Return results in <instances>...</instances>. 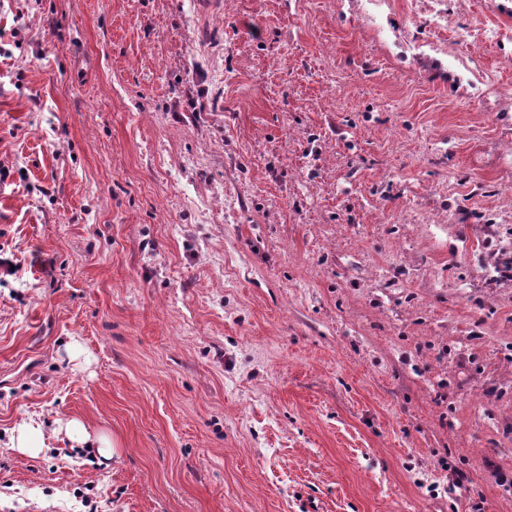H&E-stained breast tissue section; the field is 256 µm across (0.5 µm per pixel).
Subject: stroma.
Returning a JSON list of instances; mask_svg holds the SVG:
<instances>
[{
  "mask_svg": "<svg viewBox=\"0 0 512 512\" xmlns=\"http://www.w3.org/2000/svg\"><path fill=\"white\" fill-rule=\"evenodd\" d=\"M511 266L512 0H0V512H512ZM16 435L12 440L16 448H21L30 454L39 453L44 444V434L41 428L32 423H22L15 429Z\"/></svg>",
  "mask_w": 512,
  "mask_h": 512,
  "instance_id": "1",
  "label": "stroma"
}]
</instances>
